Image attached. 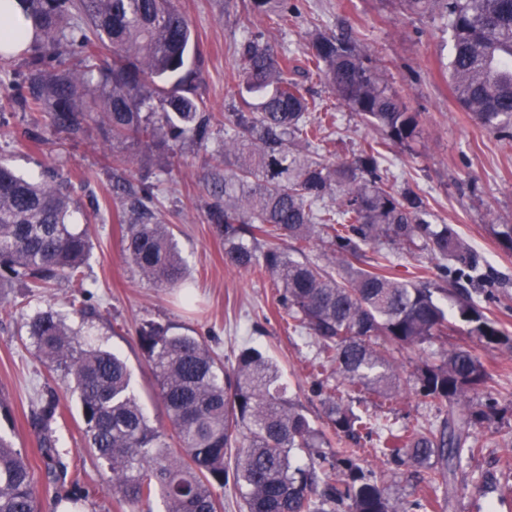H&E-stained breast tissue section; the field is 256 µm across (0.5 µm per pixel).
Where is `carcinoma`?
Instances as JSON below:
<instances>
[{
    "instance_id": "carcinoma-1",
    "label": "carcinoma",
    "mask_w": 512,
    "mask_h": 512,
    "mask_svg": "<svg viewBox=\"0 0 512 512\" xmlns=\"http://www.w3.org/2000/svg\"><path fill=\"white\" fill-rule=\"evenodd\" d=\"M34 20L25 71L9 83L11 107L48 114L73 135L89 122L112 139V164L137 147L142 156L170 142L197 143L210 135L203 101L191 96L202 63L176 0H20ZM403 13L444 19L453 42L450 85L463 109L491 134L512 133V0H391ZM238 78L259 99L256 111L224 113V203L208 221L224 245V262L277 279L280 315L315 338L313 370L336 369L343 392L398 399L394 362L373 348L382 337L398 348H422L448 336L452 322L440 305L437 281L402 280L394 255L426 253L470 285L484 282L479 262L450 224L427 220L428 202L411 189L397 192L381 174V143L368 141L352 160L304 156L317 148L318 104L284 77L288 58L250 39L239 51ZM307 73L327 81L338 98L386 141L408 147L422 135L420 114L389 86L385 69L362 40L317 32L305 58ZM235 162L229 161V156ZM336 192L334 209L318 207ZM149 188L131 200L122 226L128 262L156 288H179L187 269L169 225L149 206ZM73 202L63 183H34L0 164V291L13 282L41 293L61 277L78 279L90 241L69 222ZM512 251V224H492ZM321 240L336 266L308 258ZM365 246L377 248L362 267ZM456 316L481 343L512 349V335L466 288ZM27 334L48 369L74 379L88 447L112 471L119 506L163 512H221L219 491L233 476L244 512H435L433 491L466 457L478 452L471 431L490 419L496 402L470 405V393L490 374L473 351L456 347L418 367V396L442 412L424 426L380 421L356 412L340 395L324 400L325 426L316 427L279 384L276 365L243 347L227 370L204 340L175 326L143 321L137 343L157 381L179 447L150 424L131 390V373L117 354L82 347L79 331L55 310L37 312ZM57 400L49 395L34 421L40 451L56 481L68 467L50 428ZM372 439L345 448L343 438ZM309 448L294 464V450ZM372 453L420 474L421 494L400 508L386 488L366 476L360 455ZM342 469L335 480L327 458ZM34 471L0 436V512H37Z\"/></svg>"
}]
</instances>
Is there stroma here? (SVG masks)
Instances as JSON below:
<instances>
[{"instance_id": "35a3bbf8", "label": "stroma", "mask_w": 512, "mask_h": 512, "mask_svg": "<svg viewBox=\"0 0 512 512\" xmlns=\"http://www.w3.org/2000/svg\"><path fill=\"white\" fill-rule=\"evenodd\" d=\"M249 4L178 0L202 53L194 93L209 112L211 135L204 143L173 144L145 160L133 152L126 167L117 170L112 144L99 127L74 138L56 131L48 116L34 122L24 112L0 111V161L29 180L42 181L50 174L67 180L75 204L72 222L86 231L92 244L82 284L62 278L41 295L13 284L7 309L0 312V436L11 440L31 464L39 512H55L59 497L40 459L32 426L41 398L50 393L63 413L54 425L57 446L88 491L82 512H137L118 506L111 471L86 445L72 384L47 371L26 334L27 322L40 310L66 315L83 341L126 361L151 425L165 428L169 422L136 342V328L144 319L189 328L228 365L241 348H259L277 364L289 396L315 426L324 422L327 392L317 380L334 379L333 369L319 377L311 374L317 342L289 331L280 319L279 290L270 277L225 264L224 247L208 221L209 205L224 198L210 180L213 169L224 164V115L241 107L237 49L251 36H260L288 56V79L299 83L307 98L335 111L337 123L325 130L322 158L327 162L353 159L379 134L342 106L327 83L306 75L303 54L309 38L318 30L336 34L348 26L374 49L392 89L424 122L413 149L385 148L386 175L396 190L410 188L429 198L431 223L455 226L486 277L490 294L482 298V306L512 332V253L489 230L493 224H512V137L489 134L456 102L448 79L452 39L443 21L402 15L387 0H288L294 19L279 27L250 12ZM119 179L135 192L152 187L156 207L187 265L190 297L152 287L127 263L120 218L128 200L112 190ZM75 298L90 308V317L70 314L68 303ZM455 345L473 348L488 367L498 414L490 423L496 431L493 439L452 476L442 512H512L505 504L512 497V350L475 344L459 321L447 337L433 340L424 350L397 353L402 399L394 413L402 424L435 421V410L414 394L419 355L426 351L438 356ZM362 465L399 503L417 497L420 485L407 467L373 457L363 458Z\"/></svg>"}]
</instances>
